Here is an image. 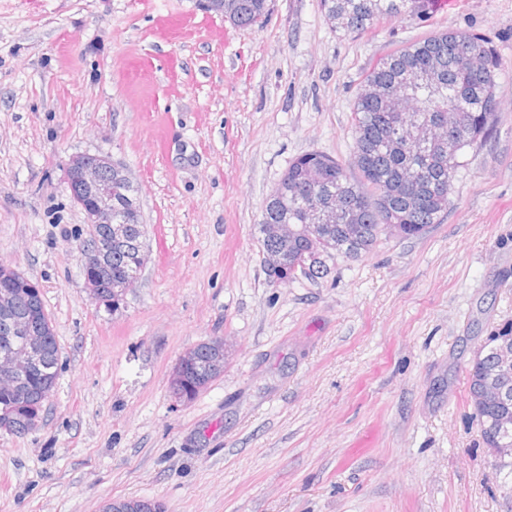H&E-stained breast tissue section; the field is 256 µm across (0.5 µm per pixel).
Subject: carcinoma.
<instances>
[{"label":"carcinoma","instance_id":"carcinoma-1","mask_svg":"<svg viewBox=\"0 0 512 512\" xmlns=\"http://www.w3.org/2000/svg\"><path fill=\"white\" fill-rule=\"evenodd\" d=\"M325 16L337 31H364L380 21L406 11L425 14L428 0H321ZM267 12V0H229L225 14L232 24L247 27ZM500 62L482 34L465 31L433 33L403 45L370 70L366 80L385 92L398 85L417 88L418 101L405 112L394 111L388 99L360 91L353 104L354 142L349 159L339 160L312 151L293 160L265 199L258 224L262 248L282 255L288 269L305 264L300 279L316 283L331 272L338 257L359 258L381 237L390 236L386 225H399V238L423 235L439 224L448 210V196L460 156L481 145L496 131L499 120L496 76ZM455 113L453 151L440 144V129H434L431 143L420 147L413 142L409 114L434 120ZM132 187L118 186L112 207L126 223L133 225L124 244L112 245V279L139 272L138 258L143 235L142 215L125 209ZM327 207L340 211L335 224H315L310 212ZM279 224H291L295 232L286 239L274 235ZM16 316L43 320L41 371L25 385L24 404L13 414L16 433L32 430L30 422L42 411L52 392L59 363V347L41 296L27 295L11 304ZM193 371L194 394L210 384L205 370L207 353L199 352ZM469 397L481 426L486 447L496 448L512 440V371L499 377L502 398L481 402L480 374L468 377ZM101 512H153L152 503L140 499H110Z\"/></svg>","mask_w":512,"mask_h":512}]
</instances>
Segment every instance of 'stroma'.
<instances>
[{"instance_id": "obj_1", "label": "stroma", "mask_w": 512, "mask_h": 512, "mask_svg": "<svg viewBox=\"0 0 512 512\" xmlns=\"http://www.w3.org/2000/svg\"><path fill=\"white\" fill-rule=\"evenodd\" d=\"M190 29L162 42L166 20ZM446 30L497 54L499 123L441 223L274 283L257 226L289 163L348 159L366 73ZM140 186L149 256L117 309L84 287L72 156ZM36 283L59 342L39 425L0 431V512H512L468 397L491 323L512 319V0H433L361 33L321 0L249 27L196 0H0V264ZM224 338L194 399L170 374ZM200 347H202L205 352H199L200 362L193 371L194 379H191L193 385L196 387V390L194 389V397L210 384V376H208L205 370L207 353L209 354L208 369L210 375L217 378L224 371V362L227 354L224 338L215 337L187 349L180 355L170 382L173 393L180 400H189V396L186 395L183 390V382L187 380L189 371L193 370L196 355ZM153 505V507H152ZM153 509H158L150 500L140 499H110L106 501L101 509V512H122V511H139V512H151ZM165 509V508H164ZM164 509L157 510L156 512H164Z\"/></svg>"}]
</instances>
